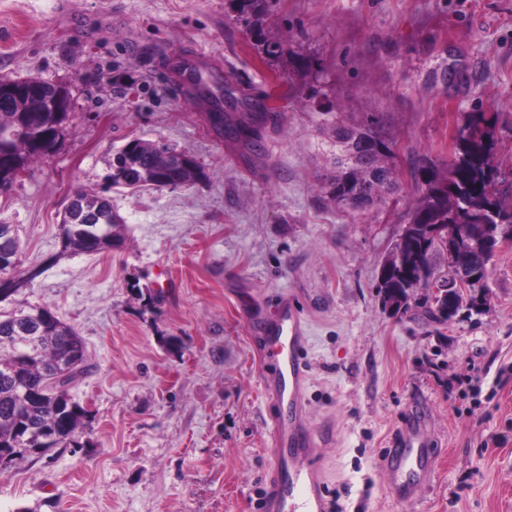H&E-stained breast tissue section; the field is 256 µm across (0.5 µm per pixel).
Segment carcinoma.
Returning a JSON list of instances; mask_svg holds the SVG:
<instances>
[{
    "mask_svg": "<svg viewBox=\"0 0 512 512\" xmlns=\"http://www.w3.org/2000/svg\"><path fill=\"white\" fill-rule=\"evenodd\" d=\"M236 20L255 35L254 46L261 60L272 63L283 56L281 42L265 34L271 0H229ZM69 97L66 88L45 82L37 98L16 99L0 96V192L12 188L16 179L10 174L25 170L28 163L48 155L57 147L68 120L67 112L47 111V100L56 95ZM241 113L232 118L222 112L207 113L208 120L219 127L224 140L242 144L251 152H263L261 129L276 125L280 112L271 110L266 99H256L242 92L237 98ZM499 113L472 112L465 116L447 167L443 170L427 159L411 163L420 195L407 212L406 226L410 247L418 252L443 254V242L425 239L426 224H512V201L491 195L490 185L501 176L496 162V142L492 128ZM25 132L14 135L17 127ZM336 172L326 185L336 207L365 214L384 196L398 189L393 142L385 136L378 122L369 119L357 126L336 123ZM152 141L139 137L126 142L112 156L109 180L114 187L138 189L165 187L155 180L158 167L168 168L183 186L190 187L203 176L192 161L183 164L187 154L172 149L161 155L150 148ZM123 218L110 202L97 195L78 193L69 205L61 224L63 251L97 254L110 251L121 239ZM487 258L476 243L466 257L467 264L482 271ZM416 266L403 264L378 284L385 306L399 313L410 307L414 294L407 292L409 277ZM426 317L446 320L430 294L420 298ZM47 316V326L22 336L13 321L0 313V459L8 465L25 461L40 448L47 452L61 445H79L89 425V416L69 394L88 371L84 343L74 329L63 322L55 310L40 308Z\"/></svg>",
    "mask_w": 512,
    "mask_h": 512,
    "instance_id": "cac0c4a2",
    "label": "carcinoma"
}]
</instances>
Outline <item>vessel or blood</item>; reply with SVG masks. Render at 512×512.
Masks as SVG:
<instances>
[{"label": "vessel or blood", "instance_id": "b4317fda", "mask_svg": "<svg viewBox=\"0 0 512 512\" xmlns=\"http://www.w3.org/2000/svg\"><path fill=\"white\" fill-rule=\"evenodd\" d=\"M262 356V386L270 406L272 463L265 476L261 512H331L317 454L332 431L310 425L305 402L306 321L291 296L272 313L247 317ZM388 486L397 497L414 495L435 478L432 443L419 412H410L391 435L383 458Z\"/></svg>", "mask_w": 512, "mask_h": 512}]
</instances>
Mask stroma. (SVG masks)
Wrapping results in <instances>:
<instances>
[{
    "mask_svg": "<svg viewBox=\"0 0 512 512\" xmlns=\"http://www.w3.org/2000/svg\"><path fill=\"white\" fill-rule=\"evenodd\" d=\"M266 64L228 0H0V76L71 92L55 151L0 195L25 285L0 302L47 306L82 337L91 369L70 390L92 430L0 469V512H258L271 460L262 357L244 312L291 294L309 320L305 397L339 512H512V245L489 265L486 309L443 324L393 314L377 274L418 196L410 157L448 159L470 112H495L512 193V0H274ZM205 52L209 77L261 97L293 90L255 156L227 144L177 90L168 52ZM314 69L299 80L296 57ZM319 94L309 97L307 87ZM377 117L399 189L369 213L337 208L335 122ZM193 156L190 187L112 186L128 140ZM110 199L123 243L63 253L77 191ZM425 405L434 482L394 497L381 456Z\"/></svg>",
    "mask_w": 512,
    "mask_h": 512,
    "instance_id": "35a3bbf8",
    "label": "stroma"
}]
</instances>
